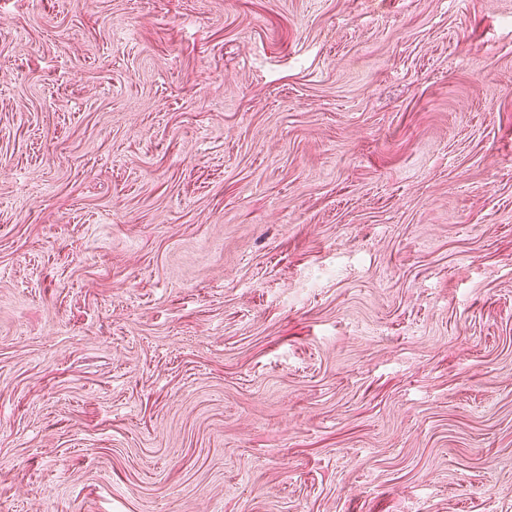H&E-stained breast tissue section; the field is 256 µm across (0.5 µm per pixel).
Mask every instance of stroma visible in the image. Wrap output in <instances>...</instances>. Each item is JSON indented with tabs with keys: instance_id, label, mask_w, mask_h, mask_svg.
Instances as JSON below:
<instances>
[{
	"instance_id": "1",
	"label": "stroma",
	"mask_w": 512,
	"mask_h": 512,
	"mask_svg": "<svg viewBox=\"0 0 512 512\" xmlns=\"http://www.w3.org/2000/svg\"><path fill=\"white\" fill-rule=\"evenodd\" d=\"M0 512H512V0H0Z\"/></svg>"
}]
</instances>
